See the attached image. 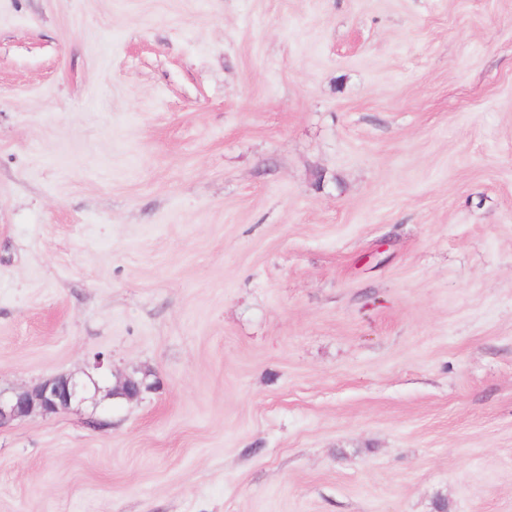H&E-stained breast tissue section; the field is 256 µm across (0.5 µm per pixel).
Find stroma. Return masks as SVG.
Here are the masks:
<instances>
[{
	"label": "stroma",
	"instance_id": "obj_1",
	"mask_svg": "<svg viewBox=\"0 0 512 512\" xmlns=\"http://www.w3.org/2000/svg\"><path fill=\"white\" fill-rule=\"evenodd\" d=\"M0 512H512V0H0ZM88 393V385L73 375L57 376L33 388L0 390V424L31 415L57 414L74 402H84ZM151 387V384L145 382V378L139 380L127 376L120 379L113 388H108L103 397L111 398L112 395H119L122 398L133 400L139 398L144 391L150 390Z\"/></svg>",
	"mask_w": 512,
	"mask_h": 512
}]
</instances>
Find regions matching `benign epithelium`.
Returning <instances> with one entry per match:
<instances>
[{"label": "benign epithelium", "mask_w": 512, "mask_h": 512, "mask_svg": "<svg viewBox=\"0 0 512 512\" xmlns=\"http://www.w3.org/2000/svg\"><path fill=\"white\" fill-rule=\"evenodd\" d=\"M151 389L145 380L127 376L106 390L105 397L119 395L128 400L139 398ZM89 393L88 385L73 375L48 379L33 388H20L9 392L0 390V424L29 417L50 416L66 410L75 402H83Z\"/></svg>", "instance_id": "obj_1"}]
</instances>
